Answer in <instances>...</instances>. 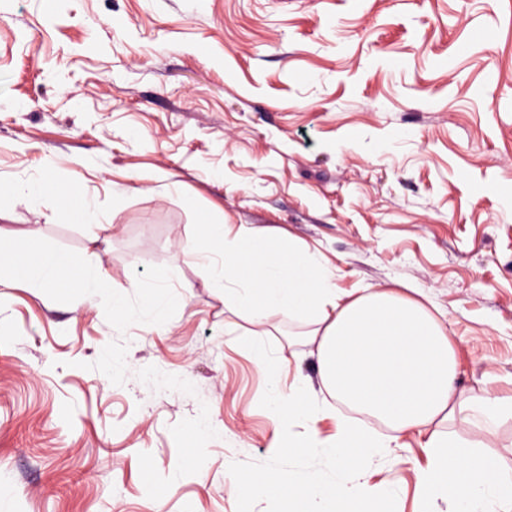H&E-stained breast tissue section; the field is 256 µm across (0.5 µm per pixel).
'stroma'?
Instances as JSON below:
<instances>
[{"instance_id":"obj_1","label":"stroma","mask_w":512,"mask_h":512,"mask_svg":"<svg viewBox=\"0 0 512 512\" xmlns=\"http://www.w3.org/2000/svg\"><path fill=\"white\" fill-rule=\"evenodd\" d=\"M53 178L101 227L27 196ZM511 210L512 0H0V241L23 257L37 231L110 278L0 285V512H237L229 465L281 433L255 330L277 393L326 407L303 431L358 423L312 317L255 325L187 254L206 221L319 253L345 299L405 291L458 393L512 395ZM157 283L181 299L159 321ZM366 427L390 447L364 480L422 512L425 435ZM454 432L512 468V420Z\"/></svg>"}]
</instances>
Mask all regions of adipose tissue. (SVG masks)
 <instances>
[{
    "mask_svg": "<svg viewBox=\"0 0 512 512\" xmlns=\"http://www.w3.org/2000/svg\"><path fill=\"white\" fill-rule=\"evenodd\" d=\"M207 249L223 255L213 282L251 320L316 313L308 338L325 387L345 404L394 431L429 430L428 464L418 473L425 510L436 499L449 512H512V469L484 451L460 449L438 427L445 422L480 421L487 432L512 419V396L474 394L456 389L455 352L442 326L419 302L386 289L342 301L322 259L284 243L270 242L242 229L229 233L209 223ZM29 279L61 288H105L106 279L79 257L40 248L30 233Z\"/></svg>",
    "mask_w": 512,
    "mask_h": 512,
    "instance_id": "ef3b65f1",
    "label": "adipose tissue"
}]
</instances>
